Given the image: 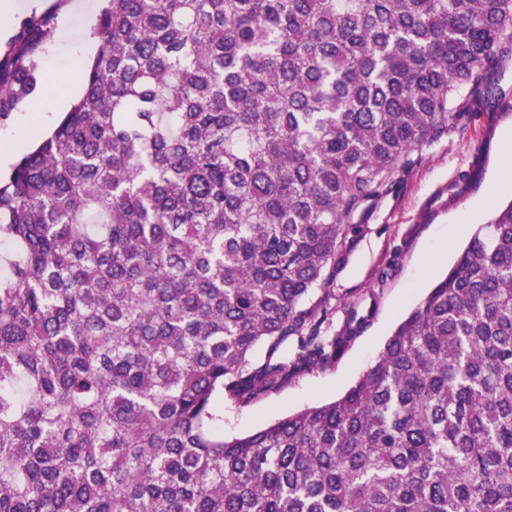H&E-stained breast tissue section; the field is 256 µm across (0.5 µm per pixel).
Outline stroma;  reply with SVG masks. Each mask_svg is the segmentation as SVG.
Here are the masks:
<instances>
[{
  "label": "stroma",
  "instance_id": "obj_1",
  "mask_svg": "<svg viewBox=\"0 0 512 512\" xmlns=\"http://www.w3.org/2000/svg\"><path fill=\"white\" fill-rule=\"evenodd\" d=\"M15 2L21 8L17 29H24L40 15L52 20L48 42L55 52L50 56L38 53L41 76L59 69L68 72L55 97L33 93L25 101L26 111L0 116V133L12 132L28 151L56 124L64 105L82 95L88 59L74 56L72 47L96 24L102 0H84L86 9L79 13L70 12L71 0H48L41 12L26 9L27 0ZM495 81L503 95L498 106L476 111L469 86H462L450 103L451 111L461 113V120L423 146L419 161L400 173L392 189L358 216L364 229L347 243L323 325L324 331L338 332L348 310L366 316L343 355L333 366L304 372L252 405L225 403V435L258 430L341 396L375 361L397 323L452 266L477 225L486 223L498 205L512 199V185L493 182L507 152L512 151L504 140L505 132L512 130V59L498 68ZM465 170L475 173L469 191L449 200V184Z\"/></svg>",
  "mask_w": 512,
  "mask_h": 512
}]
</instances>
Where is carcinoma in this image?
<instances>
[{
	"mask_svg": "<svg viewBox=\"0 0 512 512\" xmlns=\"http://www.w3.org/2000/svg\"><path fill=\"white\" fill-rule=\"evenodd\" d=\"M104 2L0 182V512H512V201L342 396L219 426L336 363L365 317L322 336L306 299L456 90L495 107L512 0ZM50 33L0 59V116Z\"/></svg>",
	"mask_w": 512,
	"mask_h": 512,
	"instance_id": "obj_1",
	"label": "carcinoma"
}]
</instances>
